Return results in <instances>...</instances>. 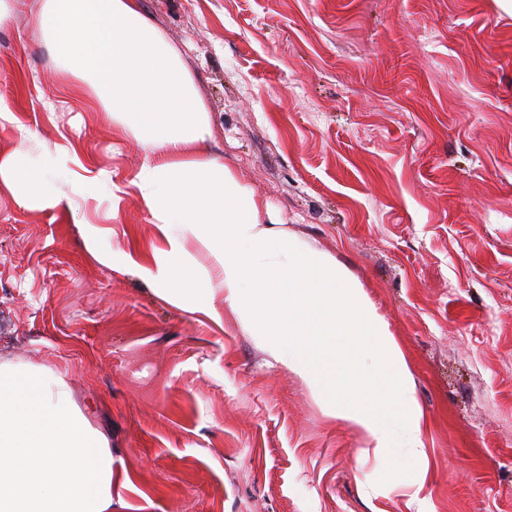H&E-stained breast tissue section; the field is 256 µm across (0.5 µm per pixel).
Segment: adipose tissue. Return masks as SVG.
I'll return each mask as SVG.
<instances>
[{
    "mask_svg": "<svg viewBox=\"0 0 512 512\" xmlns=\"http://www.w3.org/2000/svg\"><path fill=\"white\" fill-rule=\"evenodd\" d=\"M35 25L146 152L134 185L165 243L148 272L160 294L217 322L232 315L375 454L401 448L423 461V412L385 324L345 266L267 220L253 191L207 155L212 125L193 79L138 0H38ZM22 155L0 157V180L24 202L58 206ZM112 482L110 443L67 378L1 361L0 512H112Z\"/></svg>",
    "mask_w": 512,
    "mask_h": 512,
    "instance_id": "adipose-tissue-1",
    "label": "adipose tissue"
}]
</instances>
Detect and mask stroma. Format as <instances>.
<instances>
[{
	"instance_id": "1",
	"label": "stroma",
	"mask_w": 512,
	"mask_h": 512,
	"mask_svg": "<svg viewBox=\"0 0 512 512\" xmlns=\"http://www.w3.org/2000/svg\"><path fill=\"white\" fill-rule=\"evenodd\" d=\"M0 361L67 376L133 486L112 512H512V15L496 0H140L178 50L212 156L347 266L404 355L427 458L376 455L260 337L160 297L139 143L8 0ZM87 167L50 161L57 146ZM95 233L113 266L96 261ZM23 152L16 149L6 157H0V179L6 184H14L23 189L21 198L26 203L38 202L48 207H56L62 202L61 197L41 193L45 173L31 165L20 163Z\"/></svg>"
}]
</instances>
